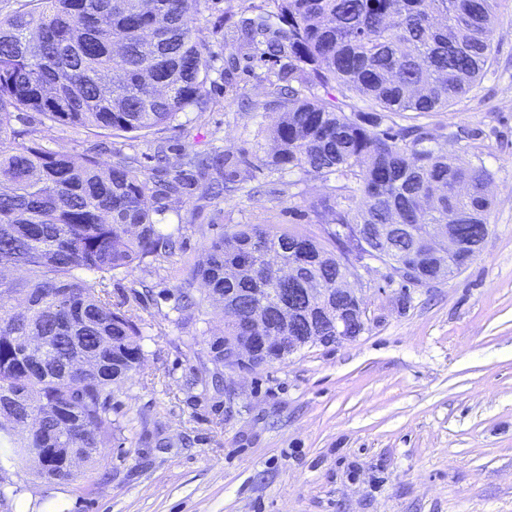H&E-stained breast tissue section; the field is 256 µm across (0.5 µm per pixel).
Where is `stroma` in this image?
Returning a JSON list of instances; mask_svg holds the SVG:
<instances>
[{
	"instance_id": "1",
	"label": "stroma",
	"mask_w": 512,
	"mask_h": 512,
	"mask_svg": "<svg viewBox=\"0 0 512 512\" xmlns=\"http://www.w3.org/2000/svg\"><path fill=\"white\" fill-rule=\"evenodd\" d=\"M269 0H219L193 20L207 44V106L113 148L153 167L157 151L220 149L239 161L233 191L206 181L161 200L179 241L167 259L116 272L113 301L143 321L145 359L113 394L116 421L95 469L70 483L23 471L0 486V512H512V0L495 23L493 61L480 83L420 117L449 156H481L494 205L482 250L463 270L426 286L366 257L357 294L366 330L304 347L249 372L224 369L212 385L209 343L224 319L202 287L194 312L176 289L206 245L240 224L322 235L316 204L331 183L265 165L277 118L265 109L276 64L237 47L234 21ZM229 25L216 26L220 16ZM47 149L78 157L97 137L42 128ZM150 296L137 298L141 285Z\"/></svg>"
}]
</instances>
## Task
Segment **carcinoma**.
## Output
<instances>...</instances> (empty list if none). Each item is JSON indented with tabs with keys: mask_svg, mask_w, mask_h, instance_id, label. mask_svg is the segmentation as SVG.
Returning <instances> with one entry per match:
<instances>
[{
	"mask_svg": "<svg viewBox=\"0 0 512 512\" xmlns=\"http://www.w3.org/2000/svg\"><path fill=\"white\" fill-rule=\"evenodd\" d=\"M209 0H34L0 17V472L30 470L59 483L75 476L31 464L33 448H73L92 463L112 437L115 388L144 358L142 319L112 302L115 272L173 254L151 204L217 174L216 194L240 177L214 151L181 154L174 175L150 172L113 150L76 159L46 149L38 126H72L96 137L136 139L205 104L206 45L192 25ZM273 9L234 23L240 42L281 62L272 82L276 144L265 164L343 184L316 207L320 239L296 230L241 224L206 247L179 289L196 305L199 280L219 304L258 290L241 320L230 316L210 342L214 374L247 340L253 306L282 288L263 257L288 264L300 243L303 271L327 282L348 256L393 264L417 242L400 235L385 253L360 247L362 224H434L468 242L489 228L491 176L479 156L452 158L421 125L393 129L392 116L441 112L467 94L493 58L500 0H271ZM367 103L346 113L336 88ZM21 120L24 127L15 128ZM47 337L41 362L26 338ZM85 336L86 365L62 374L70 337Z\"/></svg>",
	"mask_w": 512,
	"mask_h": 512,
	"instance_id": "cac0c4a2",
	"label": "carcinoma"
}]
</instances>
